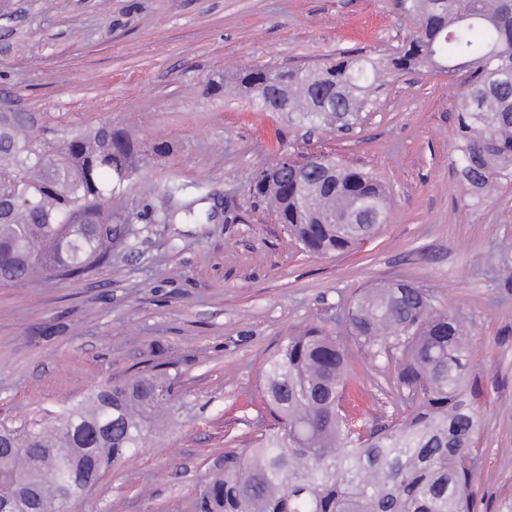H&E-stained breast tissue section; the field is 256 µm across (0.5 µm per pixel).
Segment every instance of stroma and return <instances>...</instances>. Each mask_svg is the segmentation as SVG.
<instances>
[{
  "instance_id": "stroma-1",
  "label": "stroma",
  "mask_w": 512,
  "mask_h": 512,
  "mask_svg": "<svg viewBox=\"0 0 512 512\" xmlns=\"http://www.w3.org/2000/svg\"><path fill=\"white\" fill-rule=\"evenodd\" d=\"M413 30L395 0H0V107L38 132L109 120L141 145H170L113 195L109 264L0 285V425L49 423L154 365L173 381L163 421L77 512H191L225 455L271 422L266 359L313 325L344 337L340 304L396 280L465 324L481 408L473 512L512 504V183L467 202L452 163L461 78L388 76L349 131L205 89L255 64L390 55ZM320 151L390 191L381 232L331 257L304 251L248 192L259 169ZM170 180L189 191L162 197ZM186 205L192 218L162 222ZM345 346L369 425L403 412L386 357Z\"/></svg>"
}]
</instances>
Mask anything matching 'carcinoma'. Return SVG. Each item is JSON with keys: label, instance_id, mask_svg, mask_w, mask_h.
<instances>
[{"label": "carcinoma", "instance_id": "cac0c4a2", "mask_svg": "<svg viewBox=\"0 0 512 512\" xmlns=\"http://www.w3.org/2000/svg\"><path fill=\"white\" fill-rule=\"evenodd\" d=\"M396 8L415 31L384 62L343 51L317 69L253 65L218 87L230 83L260 109L301 123L333 118L344 127L370 111L387 75L463 72L453 163L477 202L512 180V0H396ZM25 123L0 112V283L81 277L111 259L118 229L106 203L138 171L141 149L110 123L24 135ZM321 157L301 183L253 184V204L305 250L340 254L386 223L388 190L370 171ZM333 213L359 221L326 223ZM339 319L365 352L393 363L407 414L368 427L342 405L359 386L342 344L317 327L291 336L265 372L273 424L254 447L228 453L224 472L196 494L195 512H470L480 411L459 316L436 309L421 288L388 284L344 301ZM170 386L164 373H141L67 405L49 430L1 425L0 486L35 477L30 512H55L63 496L78 502L89 434L108 426L91 440L102 466L135 453Z\"/></svg>", "mask_w": 512, "mask_h": 512}]
</instances>
